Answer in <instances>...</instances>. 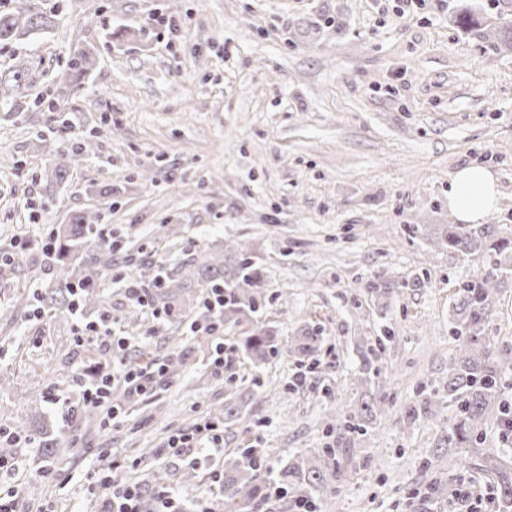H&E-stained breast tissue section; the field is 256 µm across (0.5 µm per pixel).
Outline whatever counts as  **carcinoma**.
<instances>
[{
  "instance_id": "obj_1",
  "label": "carcinoma",
  "mask_w": 512,
  "mask_h": 512,
  "mask_svg": "<svg viewBox=\"0 0 512 512\" xmlns=\"http://www.w3.org/2000/svg\"><path fill=\"white\" fill-rule=\"evenodd\" d=\"M55 26V15L45 8L43 0H15V6L0 10V42L22 40L38 32H46ZM95 65V56L89 47L74 50L62 79L79 87ZM91 138L69 151L58 152L60 162L50 174L49 187L58 186L85 156L93 152ZM97 215L93 212H76L68 223L54 230V259L64 262L75 258L70 276L64 282L48 289L46 293L30 296L20 294L11 307L3 312L4 319L15 322L20 311L28 307H40L46 315L60 309L70 310L74 302L82 309H96L99 288L112 277L114 266L112 244L92 238ZM437 240L448 249L467 255L485 252L499 256L496 269L507 272L512 269V236L502 232L498 224H436ZM133 278L149 279L155 291L150 300L157 308L172 309V316L182 314L183 304L176 303L201 298L208 288L224 289V323L241 322L257 313L268 301L261 288L260 274L255 267L251 252L234 244H224V250H187L177 260L170 272L153 271L147 264L132 271ZM497 273L491 271L471 279L459 287L457 299L452 305L451 332L459 341L457 353L448 372L444 391L448 403L455 408L444 439L426 461L428 468H435L443 460L439 449L448 450V459L464 453L477 455L480 466L496 479L495 499L498 512H512V465L509 459L494 450L483 449V429L487 422L497 423L500 430L512 432V405L504 398L501 376L512 366V357L497 354L492 348L487 327L491 318L493 295L500 282ZM244 355L255 364H264L277 357L280 344L273 331L255 328L243 337ZM320 347V337L306 334L297 337V349L312 356ZM385 352L381 341L361 349L360 380L365 386L381 384L379 360ZM442 400L438 395L425 396L405 410V420L414 422L422 415L439 416ZM377 414V399L367 392L351 409L344 410L340 425L354 433L364 432L365 422ZM348 444L340 437L336 447L328 446L315 451L300 452L282 469L292 489H325L338 470L332 465L337 451ZM278 455L275 448H265L257 454L252 448H244L237 455L224 460V497L244 512H260V488L256 484L259 461ZM455 488L442 481H431L413 497L415 512H435L438 504L454 495Z\"/></svg>"
}]
</instances>
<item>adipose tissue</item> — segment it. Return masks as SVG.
<instances>
[{
	"mask_svg": "<svg viewBox=\"0 0 512 512\" xmlns=\"http://www.w3.org/2000/svg\"><path fill=\"white\" fill-rule=\"evenodd\" d=\"M497 179L482 165H470L453 173L448 185V208L465 224L480 223L498 203Z\"/></svg>",
	"mask_w": 512,
	"mask_h": 512,
	"instance_id": "obj_1",
	"label": "adipose tissue"
}]
</instances>
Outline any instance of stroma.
<instances>
[{
	"instance_id": "1",
	"label": "stroma",
	"mask_w": 512,
	"mask_h": 512,
	"mask_svg": "<svg viewBox=\"0 0 512 512\" xmlns=\"http://www.w3.org/2000/svg\"><path fill=\"white\" fill-rule=\"evenodd\" d=\"M468 2L45 0L55 29L0 43V75L26 71L34 92L69 119L59 126L45 104L0 112V252L21 257L15 272H0V308L64 277L42 244L80 210L121 236L115 272L130 256L171 264L189 247L232 240L254 253L271 298L254 323L225 325L219 376L188 325L157 329L146 314L130 322L123 290L105 286L114 325L134 344L160 361L179 336L189 360L109 427L93 410L65 423L46 400L73 397L95 362L109 359L98 341L77 343L72 312L0 321V375L9 381L0 427L22 429L35 405L63 445L46 465L36 435L10 446L25 487L20 512H103L106 494L91 474L113 463L144 498L159 474L185 512H236L207 459L192 466L144 449L214 419L231 396L243 399L244 418L225 423V455L326 447L337 438L329 430L337 409L366 392L360 346L381 337L377 417L337 455L333 493L314 492L319 512H411V492L432 479L488 484L467 457L425 469L446 426L404 420L409 404L448 379L460 284L492 267L435 244L417 225L454 223L449 178L480 164L498 180L486 223L512 227V49H487L480 31L454 24ZM82 45L97 62L81 90L63 93L69 52ZM89 134L93 154L48 191L50 148ZM102 181L111 198L96 195ZM168 224L180 234L165 235ZM380 276L395 293H371ZM256 323L275 327L282 346L261 366L240 350ZM305 331L321 338L310 359L290 349ZM488 331L497 349H512L510 282L497 292Z\"/></svg>"
}]
</instances>
